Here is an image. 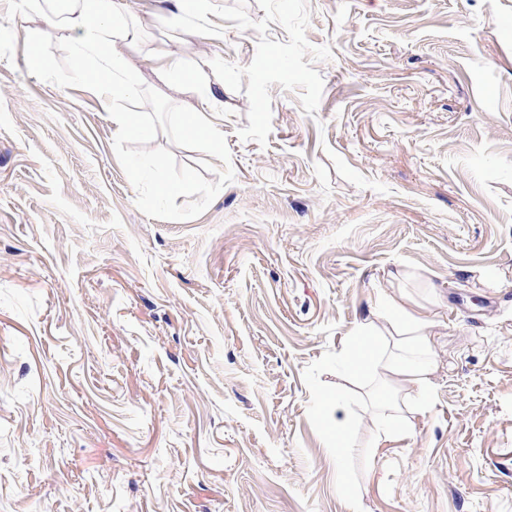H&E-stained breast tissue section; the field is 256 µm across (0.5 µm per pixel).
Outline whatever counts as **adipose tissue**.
Wrapping results in <instances>:
<instances>
[{
    "mask_svg": "<svg viewBox=\"0 0 512 512\" xmlns=\"http://www.w3.org/2000/svg\"><path fill=\"white\" fill-rule=\"evenodd\" d=\"M124 0H67V20L80 34V51L88 61L85 73L88 82H106L113 96L127 97L134 88L126 82H115L111 71L124 68L122 57H113L110 67L97 66L95 60L111 42L128 39V29L118 26L117 19L125 10ZM429 336L420 319L401 315L397 304L383 306L366 322L359 334L353 336L348 351L350 360L370 363L379 371L385 386L381 408L383 415L372 434L373 442L395 436L390 416L410 409L412 414L426 415L423 403L431 377L437 369L429 357Z\"/></svg>",
    "mask_w": 512,
    "mask_h": 512,
    "instance_id": "obj_1",
    "label": "adipose tissue"
}]
</instances>
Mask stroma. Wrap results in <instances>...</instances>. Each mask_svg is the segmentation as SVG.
<instances>
[{"label":"stroma","instance_id":"1","mask_svg":"<svg viewBox=\"0 0 512 512\" xmlns=\"http://www.w3.org/2000/svg\"><path fill=\"white\" fill-rule=\"evenodd\" d=\"M54 2L0 0V512H512V0H129L114 54L231 154L185 221L29 73ZM394 292L439 369L375 448L339 364ZM165 63L161 69V75L164 78H177L181 83L189 89H195L196 83L187 75L186 70L182 67L181 59L170 52L162 54Z\"/></svg>","mask_w":512,"mask_h":512}]
</instances>
